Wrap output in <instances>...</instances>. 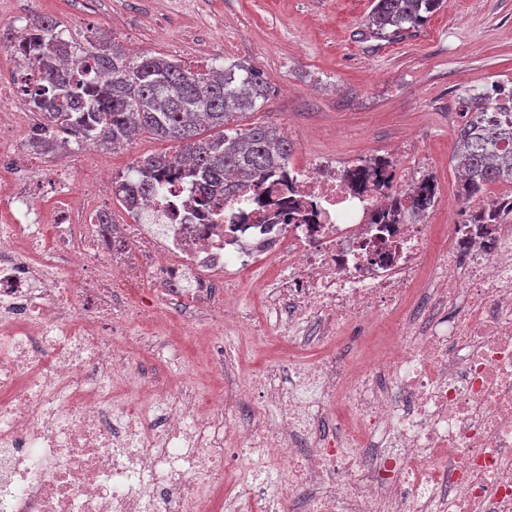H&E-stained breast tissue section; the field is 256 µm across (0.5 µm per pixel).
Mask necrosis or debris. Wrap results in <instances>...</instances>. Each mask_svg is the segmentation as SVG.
<instances>
[{"instance_id": "1", "label": "necrosis or debris", "mask_w": 512, "mask_h": 512, "mask_svg": "<svg viewBox=\"0 0 512 512\" xmlns=\"http://www.w3.org/2000/svg\"><path fill=\"white\" fill-rule=\"evenodd\" d=\"M32 80L0 85V512H512V188L434 230L412 207V188L433 181L424 165L398 190L393 166L359 184L321 156L220 200L210 223L178 180L117 229L100 221L110 169L77 203L67 170L31 167L58 139L28 126ZM393 209L404 223L384 222ZM488 211L495 223H470ZM270 257L280 270L264 291L288 303L290 347L302 326L316 346L384 322V354L321 357L286 392L275 370L250 377L281 422L229 436L234 390L202 410L168 388L116 400L141 383L131 336L149 306L130 282L153 279L208 335L258 333L233 298ZM338 407L348 422L322 430ZM271 474L277 492L257 501Z\"/></svg>"}]
</instances>
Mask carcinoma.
I'll return each mask as SVG.
<instances>
[{"instance_id": "1", "label": "carcinoma", "mask_w": 512, "mask_h": 512, "mask_svg": "<svg viewBox=\"0 0 512 512\" xmlns=\"http://www.w3.org/2000/svg\"><path fill=\"white\" fill-rule=\"evenodd\" d=\"M445 5L447 0H373L368 33L395 37ZM61 32L60 22L42 15L31 19L23 37L0 23V46L38 68L30 106L45 126L68 130L85 145L102 141L115 148L144 133L177 145L173 155L140 160L136 178L122 183L120 200L153 195L163 188L161 176L173 174L195 185L204 218L218 195L285 173L294 149L288 137L270 125L240 127L269 94L256 68L233 63L202 74L164 56L132 57L103 33L79 42L77 55L60 67L55 38ZM501 95L495 112L481 97L465 100L466 121L452 155L464 169L458 184L463 201L485 195L490 183L512 182V88ZM381 165L376 159L348 174L364 182Z\"/></svg>"}]
</instances>
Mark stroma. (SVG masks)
<instances>
[{"instance_id":"stroma-1","label":"stroma","mask_w":512,"mask_h":512,"mask_svg":"<svg viewBox=\"0 0 512 512\" xmlns=\"http://www.w3.org/2000/svg\"><path fill=\"white\" fill-rule=\"evenodd\" d=\"M372 0H12L14 14L37 12L62 28L86 35L110 32L121 46L162 55L192 68L240 62L263 72L269 96L247 123L268 124L295 145L294 163L319 155L360 159L394 152L398 182L414 161L429 165L440 185L443 207L428 216L444 224L460 206L452 162L465 121L460 101L480 80L512 79V0H448L401 39L365 34ZM174 143L145 133L120 149L80 153L69 162L77 192L91 187L93 162L128 174L150 155L171 154ZM168 342L160 355L134 353L142 378L200 395L223 391L225 372L208 361V341L186 328L176 311L167 314ZM386 328L329 345L368 363L386 347ZM244 373L267 364L288 372V349L275 340L240 332L225 336Z\"/></svg>"}]
</instances>
